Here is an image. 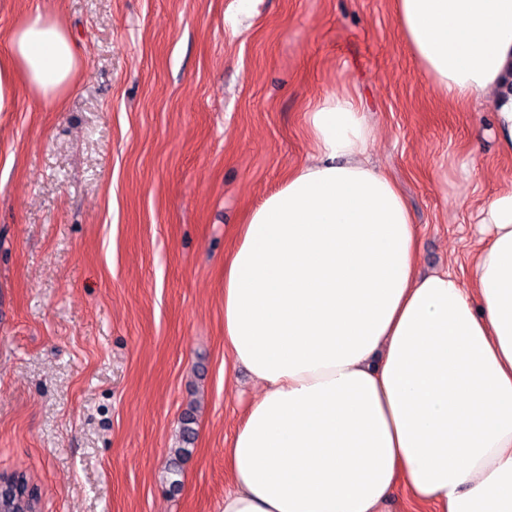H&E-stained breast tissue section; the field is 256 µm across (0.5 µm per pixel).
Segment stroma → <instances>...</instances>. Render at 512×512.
Segmentation results:
<instances>
[{"label": "stroma", "mask_w": 512, "mask_h": 512, "mask_svg": "<svg viewBox=\"0 0 512 512\" xmlns=\"http://www.w3.org/2000/svg\"><path fill=\"white\" fill-rule=\"evenodd\" d=\"M39 5L82 61L55 105L21 88L0 112V473L25 472L40 512H223L254 392L224 382V254L312 152L309 105L361 99L425 271L466 277L512 153L488 104L434 92L394 0H254L245 20L238 0H0V54Z\"/></svg>", "instance_id": "1"}]
</instances>
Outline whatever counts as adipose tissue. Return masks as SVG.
Segmentation results:
<instances>
[{
    "label": "adipose tissue",
    "instance_id": "ef3b65f1",
    "mask_svg": "<svg viewBox=\"0 0 512 512\" xmlns=\"http://www.w3.org/2000/svg\"><path fill=\"white\" fill-rule=\"evenodd\" d=\"M443 99L491 102L512 152V0H396ZM80 48L28 12L0 57L55 104ZM313 152L239 224L224 257V354L256 393L224 450L223 512H512V189L484 209L467 279L418 270L413 216L367 158L373 129L336 90L307 114Z\"/></svg>",
    "mask_w": 512,
    "mask_h": 512
}]
</instances>
